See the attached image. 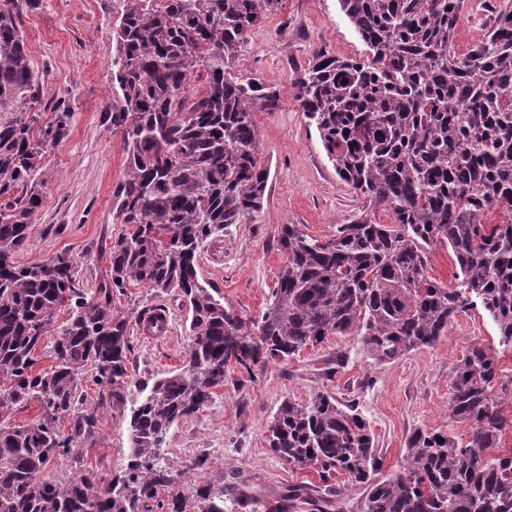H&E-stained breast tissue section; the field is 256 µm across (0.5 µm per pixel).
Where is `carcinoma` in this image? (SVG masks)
Returning a JSON list of instances; mask_svg holds the SVG:
<instances>
[{"mask_svg":"<svg viewBox=\"0 0 512 512\" xmlns=\"http://www.w3.org/2000/svg\"><path fill=\"white\" fill-rule=\"evenodd\" d=\"M277 0H125L112 36L122 102L107 113L121 134L123 174L112 191L129 232L112 243L110 280L76 287L75 260L57 254L25 265L28 228L41 205L42 161L66 138L71 107L52 104L41 122L43 83L31 67L22 16L40 0H0V512H152L149 503L183 471L161 448L170 428L206 407L212 388L237 366L253 375L331 334L355 332L383 366L448 331L481 304L499 345L512 348V11L488 9L481 37L460 53L454 36L463 0H339L369 49L363 60L316 54L296 81V99L315 126L336 174L390 211L391 223L362 215L327 242L284 224L287 265L261 320L244 319L197 274L203 241L257 210L269 173L258 164L257 111L279 107L275 92L231 77L245 33ZM203 80L197 94L194 79ZM495 209L502 220L484 222ZM455 257L454 288L427 275L429 249ZM140 285L172 290L188 307L191 343L178 372L154 381L131 410L129 455L106 485L92 473L57 479L55 457L91 431L79 410L84 375L103 387L127 383L130 319L115 293ZM53 363L35 370L39 344L58 310ZM496 357L477 342L453 368L449 417L470 438L413 433L399 469L382 473L367 423L356 409L318 392L284 401L268 427L269 447L300 469L315 468L318 496L290 487L267 512H314L350 485L361 512H512V452L496 454L506 427L493 394ZM37 400L32 425L9 409ZM71 422V434L58 424ZM345 475L343 484L330 479ZM197 512H224V486L192 491Z\"/></svg>","mask_w":512,"mask_h":512,"instance_id":"obj_1","label":"carcinoma"}]
</instances>
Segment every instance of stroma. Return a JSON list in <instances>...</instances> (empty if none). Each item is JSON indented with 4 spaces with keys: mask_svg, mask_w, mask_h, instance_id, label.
Segmentation results:
<instances>
[{
    "mask_svg": "<svg viewBox=\"0 0 512 512\" xmlns=\"http://www.w3.org/2000/svg\"><path fill=\"white\" fill-rule=\"evenodd\" d=\"M123 7L124 0H41L23 25L45 97H67L71 112L66 138L45 157L42 203L17 260L32 264L68 254L77 260V286L88 291L109 278L112 243L128 231L117 220L112 200L124 168L123 143L106 118L107 105L120 101L113 85L112 26ZM319 52L356 60L368 55L338 0H279L246 33L233 66L236 76L258 80L279 94L277 111L254 115L258 162L270 175L262 207L201 248L198 277L246 319L261 318L285 265L282 225L296 224L327 240L337 225L351 223L363 203L337 176L295 99L297 79ZM152 299L167 315L164 333L146 336L141 321H131L130 379L120 389L121 400L112 401L84 381L83 405L96 410L97 425L92 435L76 439L74 458L50 462L52 475L65 478L85 469L97 480L112 481L127 462V422L139 397L138 384L182 367L190 336L177 292L156 298L136 286L115 295L114 302L128 309ZM477 342L497 349L499 384L512 394V349L499 347L493 322L476 308L456 314L433 346L383 366L372 363L356 336L331 335L255 375L232 368L205 408L171 428L164 451L177 464L205 458L203 467L186 476L184 489L233 478L251 486L255 501L249 512H265L266 502L285 486L321 484L315 469L290 467L275 455L266 436L285 399L304 402L324 391L356 405L375 437L384 471L393 472L403 463L414 431L442 430L468 438V424L448 416L450 372Z\"/></svg>",
    "mask_w": 512,
    "mask_h": 512,
    "instance_id": "obj_1",
    "label": "stroma"
}]
</instances>
